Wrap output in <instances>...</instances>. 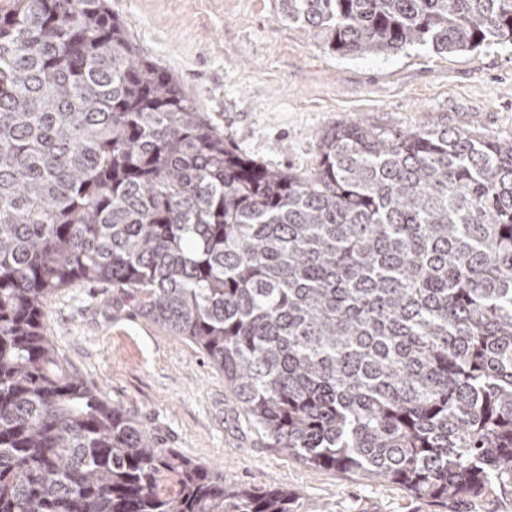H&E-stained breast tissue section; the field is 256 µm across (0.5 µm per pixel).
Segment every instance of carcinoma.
<instances>
[{
    "instance_id": "obj_1",
    "label": "carcinoma",
    "mask_w": 512,
    "mask_h": 512,
    "mask_svg": "<svg viewBox=\"0 0 512 512\" xmlns=\"http://www.w3.org/2000/svg\"><path fill=\"white\" fill-rule=\"evenodd\" d=\"M342 56L512 43V0H281ZM271 170L141 57L107 0L0 16V512H291L65 370L102 281L224 371L277 448L411 494L512 493V141L349 125Z\"/></svg>"
}]
</instances>
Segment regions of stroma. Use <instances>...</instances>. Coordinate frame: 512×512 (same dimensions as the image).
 Masks as SVG:
<instances>
[{"label": "stroma", "instance_id": "stroma-1", "mask_svg": "<svg viewBox=\"0 0 512 512\" xmlns=\"http://www.w3.org/2000/svg\"><path fill=\"white\" fill-rule=\"evenodd\" d=\"M109 8L140 55L179 81L227 144L273 170L310 173L322 135L350 124L408 132L435 123L512 139L510 43L342 56L289 22L280 0H109ZM44 328L67 370L165 447L223 471L226 482L287 490L294 512H512V496L494 489L420 498L271 448L234 408L206 354L110 285L59 291Z\"/></svg>", "mask_w": 512, "mask_h": 512}]
</instances>
